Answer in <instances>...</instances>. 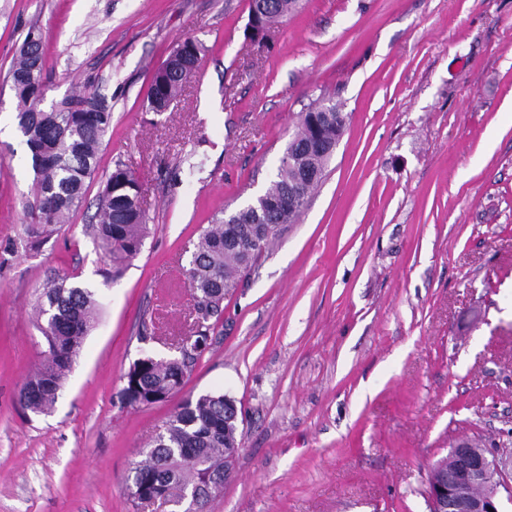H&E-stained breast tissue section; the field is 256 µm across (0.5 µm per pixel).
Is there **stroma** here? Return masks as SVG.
<instances>
[{"mask_svg":"<svg viewBox=\"0 0 512 512\" xmlns=\"http://www.w3.org/2000/svg\"><path fill=\"white\" fill-rule=\"evenodd\" d=\"M249 0H0V512L133 510L127 486L178 398L132 409L124 375L191 323L201 226L262 193L318 99L348 121L325 176L224 299L183 395L241 415L209 512H429L431 466L512 436V0H299L263 38ZM46 98L105 95L87 201L27 244L31 153L9 72L29 29ZM200 68L165 112L151 77L186 38ZM149 233L117 278L84 233L116 163ZM92 288L96 325L46 414L18 391L45 348L40 286Z\"/></svg>","mask_w":512,"mask_h":512,"instance_id":"obj_1","label":"stroma"}]
</instances>
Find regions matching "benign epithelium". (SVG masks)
<instances>
[{
    "label": "benign epithelium",
    "instance_id": "benign-epithelium-1",
    "mask_svg": "<svg viewBox=\"0 0 512 512\" xmlns=\"http://www.w3.org/2000/svg\"><path fill=\"white\" fill-rule=\"evenodd\" d=\"M450 454L453 466L427 482L429 512H501L512 500V448L479 450L459 439Z\"/></svg>",
    "mask_w": 512,
    "mask_h": 512
}]
</instances>
